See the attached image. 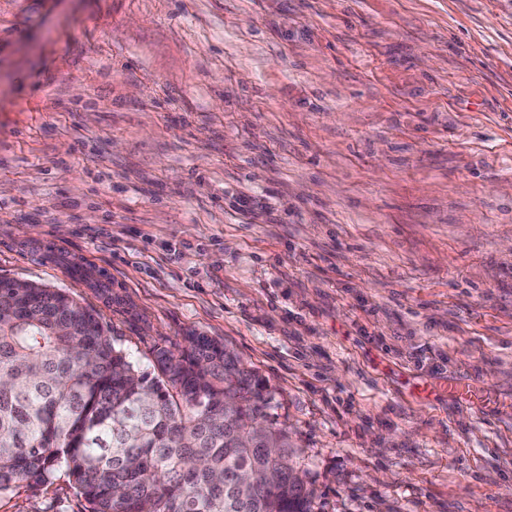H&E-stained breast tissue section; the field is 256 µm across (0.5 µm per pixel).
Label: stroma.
<instances>
[{
	"label": "stroma",
	"instance_id": "stroma-1",
	"mask_svg": "<svg viewBox=\"0 0 512 512\" xmlns=\"http://www.w3.org/2000/svg\"><path fill=\"white\" fill-rule=\"evenodd\" d=\"M0 279L223 342L312 512H512V0H0Z\"/></svg>",
	"mask_w": 512,
	"mask_h": 512
}]
</instances>
